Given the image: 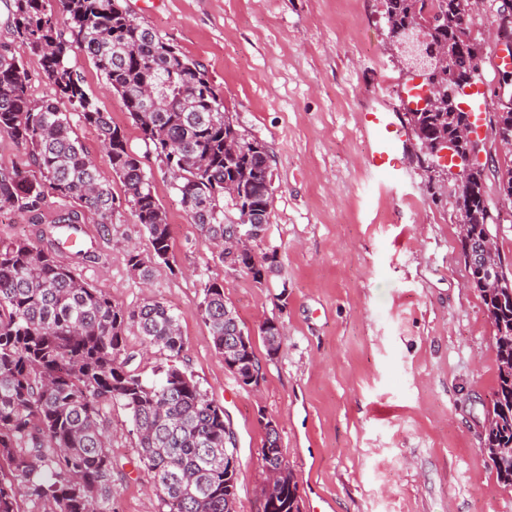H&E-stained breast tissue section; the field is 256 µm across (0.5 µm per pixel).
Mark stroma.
I'll use <instances>...</instances> for the list:
<instances>
[{"instance_id": "35a3bbf8", "label": "stroma", "mask_w": 512, "mask_h": 512, "mask_svg": "<svg viewBox=\"0 0 512 512\" xmlns=\"http://www.w3.org/2000/svg\"><path fill=\"white\" fill-rule=\"evenodd\" d=\"M130 13L203 64L248 140L273 156V202L256 254L276 252L263 282L221 262L191 224L170 178L119 97L80 46L70 62L87 93L122 126L154 174L171 225L168 263L150 284L127 266L130 247L150 256L142 225L124 212L87 222L106 257L80 275L113 304L159 300L176 314L183 365L217 404L240 462L236 512H258L265 470L259 414L273 418L299 479L302 512H512L484 445L497 388L494 326L469 280L454 187L416 159L409 139L403 176L381 182L365 164L364 106L399 104L403 71L387 51L381 0H122ZM469 22L483 47L474 100L499 108L504 50L482 15ZM439 196H432V188ZM486 192L500 217L497 248L512 263V201L496 178ZM254 334L259 389L224 367L205 325L201 281ZM276 319L285 340L268 356L260 326ZM114 464L113 512H160L136 438L119 405L107 412Z\"/></svg>"}]
</instances>
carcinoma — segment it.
<instances>
[{
	"label": "carcinoma",
	"instance_id": "carcinoma-1",
	"mask_svg": "<svg viewBox=\"0 0 512 512\" xmlns=\"http://www.w3.org/2000/svg\"><path fill=\"white\" fill-rule=\"evenodd\" d=\"M18 42L40 58L53 84L51 98L29 94L24 56L0 44V134L9 136L36 168L21 162L0 166V212L27 213L38 226L35 238L0 242V512H112V454L106 409L119 404L137 437L161 512H235L240 464L224 423V408L178 365L184 338L178 318L151 300L122 309L100 289L80 279L76 268L103 261L84 240L87 215L114 224L125 209L148 233L144 257L132 249L127 265L140 280H151L155 265L168 262L170 224L159 203L152 174L133 152L125 130L86 92L70 65L78 43L122 101L143 139L165 164L172 187L190 222L224 259V229L247 223L264 237L273 197L271 153L265 144L230 135L224 98L202 64L188 58L121 0H4ZM469 0H383L387 22L404 29L435 21L431 42H446L457 30ZM498 27L512 35V0L497 9ZM152 85L156 101L139 97ZM95 128L113 174L118 196L99 176L76 136L71 112ZM462 113L445 103L408 118L415 136L431 142L456 135ZM499 136L512 137V99L489 116ZM484 170L469 173L458 195L470 202L461 214L470 241L462 254L489 231ZM78 207L44 220L47 193ZM251 215L255 221H244ZM75 239V245L67 242ZM69 261H64L62 255ZM277 252L257 256L246 247L239 268L262 282ZM203 317L214 349L244 386H251L238 357L259 366L249 331L224 300V285L201 283ZM495 328L498 387L488 415L485 447L500 480L512 486V288L483 297ZM168 352V363L145 378L130 368L126 333ZM263 467L281 472L274 512H301L299 481L288 465L280 433L265 436Z\"/></svg>",
	"mask_w": 512,
	"mask_h": 512
}]
</instances>
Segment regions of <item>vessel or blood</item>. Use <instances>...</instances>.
I'll return each mask as SVG.
<instances>
[{"label":"vessel or blood","mask_w":512,"mask_h":512,"mask_svg":"<svg viewBox=\"0 0 512 512\" xmlns=\"http://www.w3.org/2000/svg\"><path fill=\"white\" fill-rule=\"evenodd\" d=\"M359 124L369 139L366 165L380 174H394L404 169L402 154L406 131L398 112L386 104L372 105L359 114Z\"/></svg>","instance_id":"1"}]
</instances>
